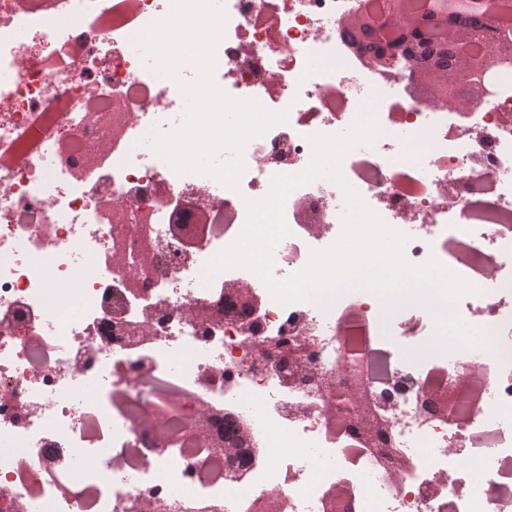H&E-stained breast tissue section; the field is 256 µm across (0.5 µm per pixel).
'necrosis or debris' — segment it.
I'll return each mask as SVG.
<instances>
[{
  "label": "necrosis or debris",
  "instance_id": "1",
  "mask_svg": "<svg viewBox=\"0 0 512 512\" xmlns=\"http://www.w3.org/2000/svg\"><path fill=\"white\" fill-rule=\"evenodd\" d=\"M52 9L0 0V512H258L264 490L279 488L288 512H512V71L496 85L493 106L469 112L417 107L403 59L391 74L367 68L341 21L368 0H224L225 35L215 80L230 96L287 111L286 123L246 145L238 189L195 173L177 174L150 145L152 130L183 121L184 99L170 79L144 63L133 38L166 16L170 0H53ZM251 57L242 60V45ZM373 114L381 135L343 159L347 182L364 204L408 237L405 259L436 258L476 286L457 303L469 326L493 332L485 345L455 356L427 349L437 319L420 305L384 314L372 293L352 290L330 308L281 303L254 272L205 267L240 235L247 200L266 196L277 174L311 162L309 136L339 134ZM94 154L90 171L80 160ZM454 180L455 208L441 185ZM146 217L158 246L150 276L130 292L137 242L111 220L112 199ZM344 194L320 178L295 189L284 214L291 230L273 253L272 275L302 270L312 251L342 230ZM210 219L195 226V206ZM412 209L416 219L401 218ZM325 224L306 228L307 216ZM124 243L126 265L112 262ZM90 270H82L83 262ZM228 281L250 284L262 303L248 313L229 305ZM193 300L221 312L208 325L186 318ZM161 311L156 340L133 347L114 321ZM311 336L298 346L300 336ZM103 337L89 362L82 349ZM284 343L263 367L254 340ZM364 350L360 376L385 396L379 417L390 432L370 448L350 411L327 415L292 408L314 389L312 376L282 379L294 357L349 384L339 365ZM149 364L140 381L132 373ZM481 374L477 401L447 412L424 408L421 387H454L459 372ZM183 398L168 413L169 397ZM219 411L217 430L245 428V448L267 460L213 457L188 423L198 403ZM154 410L136 431L133 417ZM411 462L399 482L386 456Z\"/></svg>",
  "mask_w": 512,
  "mask_h": 512
}]
</instances>
